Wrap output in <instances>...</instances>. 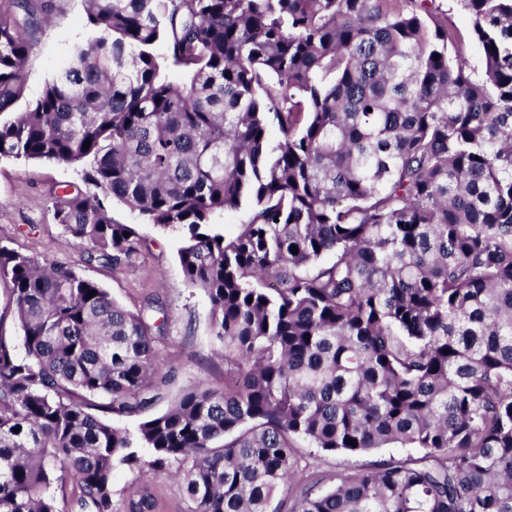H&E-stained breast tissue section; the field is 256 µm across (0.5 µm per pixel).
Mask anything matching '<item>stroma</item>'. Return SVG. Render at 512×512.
I'll list each match as a JSON object with an SVG mask.
<instances>
[{"label":"stroma","instance_id":"35a3bbf8","mask_svg":"<svg viewBox=\"0 0 512 512\" xmlns=\"http://www.w3.org/2000/svg\"><path fill=\"white\" fill-rule=\"evenodd\" d=\"M43 2L51 21L29 34L32 51L23 74L22 94L13 105L17 112L34 101L45 84L69 63L75 46L96 36L86 24L84 0ZM82 184L77 166L0 160V246L68 264L128 310H139L152 299L166 304L170 311L168 331L154 348L174 377L153 405V412L165 411L182 390L197 382L223 388L227 376L222 347L210 331L208 299L202 291L186 285L179 264L178 251L184 240L181 230L147 223L137 212L113 204V219L130 225L143 247L131 262L118 267L88 263L82 248L57 224L52 206L65 187ZM406 454L400 447L359 455L332 454L302 441L296 460L299 476L319 493L332 489L339 477L375 469ZM112 484L113 512H129L130 502L146 491L158 497L160 512H189L190 503L175 481L119 466L113 472Z\"/></svg>","mask_w":512,"mask_h":512}]
</instances>
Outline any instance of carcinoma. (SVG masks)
<instances>
[{"label": "carcinoma", "mask_w": 512, "mask_h": 512, "mask_svg": "<svg viewBox=\"0 0 512 512\" xmlns=\"http://www.w3.org/2000/svg\"><path fill=\"white\" fill-rule=\"evenodd\" d=\"M85 2L98 36L0 120V159L83 166L95 192L53 208L91 262L139 251L114 202L182 228L230 381L112 424L169 381L166 305L0 246L25 349L0 327V512H58L69 485L112 512L118 464L180 477L191 512H512V0H457L479 76L435 0ZM45 11L0 12V112ZM300 440L416 454L278 502ZM252 214L251 208L249 206H243L242 208L225 212L219 216L214 218L215 224H221L218 226V229L221 233H224L225 236L233 235L239 224L246 223Z\"/></svg>", "instance_id": "1"}]
</instances>
